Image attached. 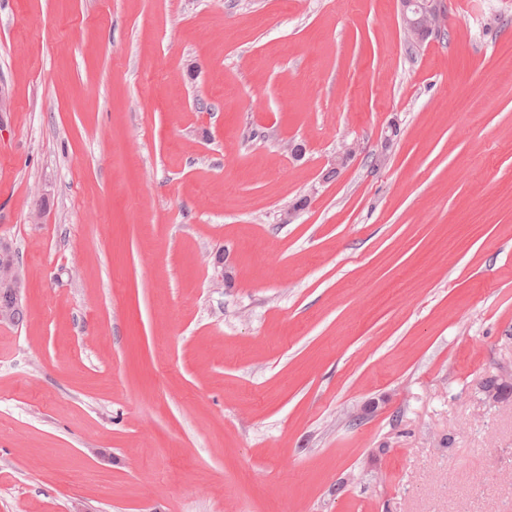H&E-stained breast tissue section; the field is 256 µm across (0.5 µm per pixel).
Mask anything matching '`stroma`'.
Segmentation results:
<instances>
[{
  "label": "stroma",
  "instance_id": "stroma-1",
  "mask_svg": "<svg viewBox=\"0 0 512 512\" xmlns=\"http://www.w3.org/2000/svg\"><path fill=\"white\" fill-rule=\"evenodd\" d=\"M472 2L410 49L397 0H0V512H512V0ZM359 151L360 145L357 142L343 143L334 157L328 160L324 165L327 166V168L322 175L323 181L332 179V175L335 173L337 176V174L349 164ZM1 288H8L11 294ZM23 290V278L20 265L14 251L1 243L0 248V307H11L13 309V321L11 324L20 323L24 318L21 302ZM17 304H16V303Z\"/></svg>",
  "mask_w": 512,
  "mask_h": 512
}]
</instances>
